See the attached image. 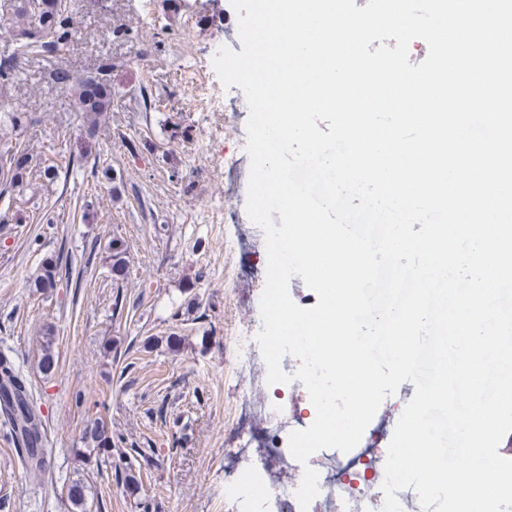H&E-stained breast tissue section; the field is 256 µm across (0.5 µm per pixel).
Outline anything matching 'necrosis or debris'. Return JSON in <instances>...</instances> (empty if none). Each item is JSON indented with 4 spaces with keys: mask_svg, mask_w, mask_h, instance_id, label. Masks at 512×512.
Listing matches in <instances>:
<instances>
[{
    "mask_svg": "<svg viewBox=\"0 0 512 512\" xmlns=\"http://www.w3.org/2000/svg\"><path fill=\"white\" fill-rule=\"evenodd\" d=\"M257 333L253 326L234 339L232 363L242 395L224 430V476L232 488L226 512H300L296 491L303 469L288 447L290 433L312 423L298 407L306 393L294 378L300 362L285 356L281 368L292 382L268 383ZM386 442L382 427L346 454L321 450L314 462L319 474L314 512H382Z\"/></svg>",
    "mask_w": 512,
    "mask_h": 512,
    "instance_id": "1",
    "label": "necrosis or debris"
}]
</instances>
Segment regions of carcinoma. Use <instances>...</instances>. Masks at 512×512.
Returning <instances> with one entry per match:
<instances>
[{
	"instance_id": "obj_1",
	"label": "carcinoma",
	"mask_w": 512,
	"mask_h": 512,
	"mask_svg": "<svg viewBox=\"0 0 512 512\" xmlns=\"http://www.w3.org/2000/svg\"><path fill=\"white\" fill-rule=\"evenodd\" d=\"M70 0H14L10 21L0 23L5 30L6 41L15 44L13 54L0 59V82L10 81L22 60L31 56H56L61 47L75 39L77 30L70 21ZM53 80L69 89L79 110L94 119L112 111V79L108 65L101 66L93 75L78 81L72 80L69 72L59 68L52 74ZM33 158L21 143L11 144L0 152V178L16 188L24 184L29 175L56 178L58 166L47 159L32 164ZM58 265L49 264L35 281V287L45 290L54 287ZM0 423L8 428L16 444L25 449L21 461L29 471L44 468L50 449L42 442L41 421L33 412L25 386L17 376L9 358L0 354ZM84 447L74 449L75 456L84 464L95 460L112 448V441L105 435L104 425L95 424L84 431ZM88 488L83 479L76 478L68 487V497L75 512H87Z\"/></svg>"
}]
</instances>
